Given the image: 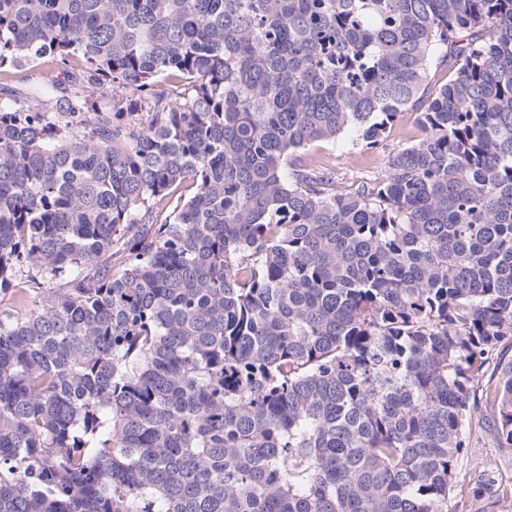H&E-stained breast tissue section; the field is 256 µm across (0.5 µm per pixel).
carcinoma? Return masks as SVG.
<instances>
[{
	"mask_svg": "<svg viewBox=\"0 0 512 512\" xmlns=\"http://www.w3.org/2000/svg\"><path fill=\"white\" fill-rule=\"evenodd\" d=\"M34 60L0 98V512H448L473 434L512 450V0H0V81ZM444 62L336 186L311 146L379 149ZM47 65H41L38 67H34L31 69L13 70L12 80L8 82V88L13 91V94L17 97H21L23 94L27 93L28 88L30 87L32 81L37 77ZM429 94H424L419 100L417 110H408L392 129L384 143V148L377 153L363 151L360 146L352 144L355 136L346 134L336 141L318 142L310 152L318 155L336 173V184L347 186L360 177L372 172H380L384 168L387 156L400 149L405 143L415 139V116L428 104Z\"/></svg>",
	"mask_w": 512,
	"mask_h": 512,
	"instance_id": "carcinoma-1",
	"label": "carcinoma"
}]
</instances>
